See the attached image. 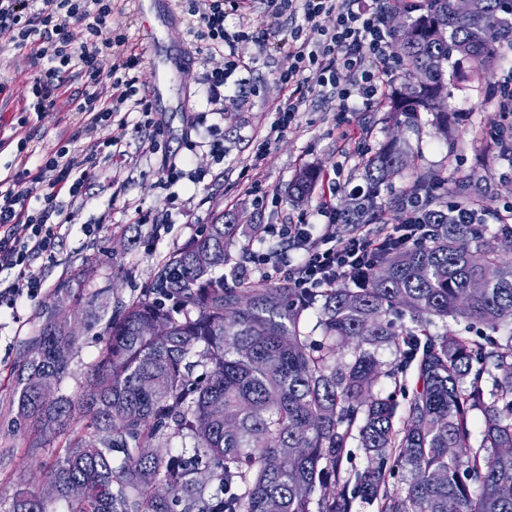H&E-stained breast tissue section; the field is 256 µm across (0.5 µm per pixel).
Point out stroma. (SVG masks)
I'll list each match as a JSON object with an SVG mask.
<instances>
[{
	"label": "stroma",
	"mask_w": 512,
	"mask_h": 512,
	"mask_svg": "<svg viewBox=\"0 0 512 512\" xmlns=\"http://www.w3.org/2000/svg\"><path fill=\"white\" fill-rule=\"evenodd\" d=\"M291 22L280 17L264 26L263 42H242L238 54L248 67L237 71L236 81L220 92H212L205 80L207 68L219 66L205 43L196 40L188 25L159 31L157 64L141 60L128 73L137 86L152 87L158 72L172 82L154 103L165 118L166 134L159 149H150L146 138L136 136L134 127L141 116L127 115L126 128L108 127L101 137L125 136L127 156L120 168L97 163L86 187V205L75 212L72 230L59 243L56 259L44 270L45 288L35 299L19 298L15 309L0 310V512L8 508L17 485L39 492L45 489L43 465L51 452L67 443L63 434L53 435L51 445L37 458L27 455L31 434L17 417L13 406V374L22 361L28 342L42 322V313L57 297L68 304L94 299L93 315L74 349L73 371L61 390L79 397L85 390L100 347L102 320L116 306L146 294L159 266L191 240L207 224H292L300 218L316 222L315 208L330 201L337 210H352L353 187L368 189L363 161L389 138L402 136L418 154L421 169L442 173L449 191L467 199L480 200L484 213L479 226L492 235L498 219L512 208V141L500 143L494 136L503 122L498 110L499 81L503 68L481 76L466 68L451 85L448 135L440 137L431 124L421 133L398 130L383 105L353 112L350 135H343L330 100L313 98L272 143L256 178L264 190L282 196L279 209L262 212L246 192L239 173L253 153L257 136L273 121L274 106L283 99L277 81L288 70ZM142 22L131 0H112V16L102 27L98 40L106 43L124 38L128 47L140 49ZM191 45L195 60L185 61L178 52L181 43ZM34 43L13 45L0 42V170L11 164L15 154L9 143L14 124L23 108L31 82L46 77L47 61L36 59ZM54 81L60 97L54 108L31 121L33 150L30 166H37L43 153L56 148L59 140L71 139L72 149L81 150L85 139H73L76 106L88 87L73 72H61ZM246 91L248 103L238 106V91ZM224 142L223 157L210 151L213 140ZM176 160L184 176L176 184L160 181L165 160ZM306 168L317 169L320 179L308 199L293 201L288 185ZM167 211L166 233L154 236L143 216ZM96 225L87 234L83 225Z\"/></svg>",
	"instance_id": "35a3bbf8"
}]
</instances>
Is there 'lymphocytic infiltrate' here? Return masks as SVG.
<instances>
[{"label":"lymphocytic infiltrate","instance_id":"obj_1","mask_svg":"<svg viewBox=\"0 0 512 512\" xmlns=\"http://www.w3.org/2000/svg\"><path fill=\"white\" fill-rule=\"evenodd\" d=\"M407 0H378L374 12L354 10L352 0H265L268 16L302 15L316 41L292 35L289 49L294 68L280 75L279 81L288 91L282 104L275 108L276 119L264 139L258 143L251 164L242 167L248 175L247 190L259 194L261 186L251 179L275 140L285 132L299 112L305 111L315 96H327L336 102L338 117L370 105L378 92V84L391 76L394 65L386 53L391 32L386 25L389 13L405 8ZM190 14L198 23L197 36L206 40L212 53L222 55L223 67L207 73V82L221 87L244 62L236 45L254 39L256 0H191ZM49 27L50 34L37 45L39 58L52 63L54 72L78 68L88 84L97 91L80 104L81 124L78 135L86 136L85 152L78 153L60 146L44 156L37 168H29L30 138L15 131L17 140L14 167L0 177V305H13L22 296L38 297L44 286L35 261L52 262L56 243L71 218L70 211L83 199L84 188L94 176L91 159L106 153L113 165H120L126 151L120 137L100 139V129L110 125L125 126L122 111L141 113L143 125L153 136L163 129L147 96L139 95L130 81L119 78V71L135 68L141 56L132 50L113 52L109 71L99 66L101 47L94 44L100 27L112 14V0H0V36L9 42L28 43L34 29L29 10ZM236 16L238 28L227 31L228 16ZM333 18L332 27L321 24L322 18ZM83 25L86 42L76 43L70 21ZM43 192L42 207L31 205L34 188ZM404 214L394 234H386L367 224L354 225L343 240L336 237V226L345 221L330 203L320 204L317 213L324 217L321 227L309 222L297 224H267L263 231L271 237H283L300 250V260L288 253L265 255L260 268H272L288 276V285L297 294L318 292L370 269L390 240L412 246L429 235L422 198L409 193L400 200Z\"/></svg>","mask_w":512,"mask_h":512}]
</instances>
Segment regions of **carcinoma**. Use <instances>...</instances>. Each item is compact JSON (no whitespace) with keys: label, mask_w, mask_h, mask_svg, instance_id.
<instances>
[{"label":"carcinoma","mask_w":512,"mask_h":512,"mask_svg":"<svg viewBox=\"0 0 512 512\" xmlns=\"http://www.w3.org/2000/svg\"><path fill=\"white\" fill-rule=\"evenodd\" d=\"M458 16L452 0H426L408 23L402 59L424 68L428 83H409L387 97L398 125L415 129L421 114L448 136V72L469 62L490 70L512 44V0H474ZM410 168V149L388 141L365 163L371 188ZM317 171L306 168L288 187L309 196ZM427 242L384 250L354 287L286 298L225 286L237 224H210L154 274L147 294L121 306L104 326L101 347L78 400L60 394L47 405L37 381L61 385L70 374L78 336L46 312L29 342L36 353L16 369L12 404L18 417L66 429L80 417L63 452L46 470L65 512H353L360 499L376 512H512V224L495 241L471 224H453L431 197ZM206 252L201 266L196 254ZM484 291L466 297L471 282ZM176 303L170 307L167 301ZM318 315L322 340L305 331ZM479 323L494 337L431 331L435 319ZM158 322L160 336L140 326ZM353 339L347 355L336 340ZM385 343L401 355L381 370L371 347ZM496 377V398L485 400L483 376ZM411 373L416 381L402 416L390 398L374 394L382 377ZM484 415L474 441L473 414ZM192 441V454L161 446ZM358 438L368 466L351 490L329 494L342 478L350 439ZM406 473L403 493L389 477ZM9 512H50L49 502L18 489Z\"/></svg>","instance_id":"cac0c4a2"}]
</instances>
